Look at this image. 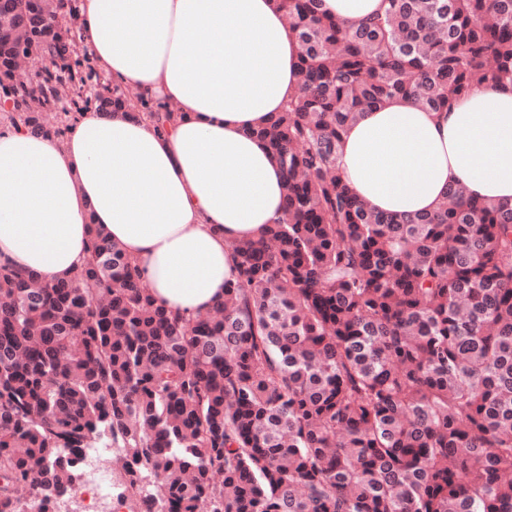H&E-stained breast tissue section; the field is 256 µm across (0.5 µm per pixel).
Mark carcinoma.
<instances>
[{"label": "carcinoma", "mask_w": 512, "mask_h": 512, "mask_svg": "<svg viewBox=\"0 0 512 512\" xmlns=\"http://www.w3.org/2000/svg\"><path fill=\"white\" fill-rule=\"evenodd\" d=\"M274 2L301 83L250 134L285 175L284 216L233 244L223 299L168 309L93 224L66 278L0 263V512H59L101 436L138 512H512V205L455 186L398 219L337 164L343 129L394 96L442 112L512 84V0H383L357 22ZM70 45L46 0H6L4 119L60 136L41 112L67 98L176 121L118 87L75 93Z\"/></svg>", "instance_id": "1"}]
</instances>
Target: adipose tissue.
Instances as JSON below:
<instances>
[{"label":"adipose tissue","mask_w":512,"mask_h":512,"mask_svg":"<svg viewBox=\"0 0 512 512\" xmlns=\"http://www.w3.org/2000/svg\"><path fill=\"white\" fill-rule=\"evenodd\" d=\"M79 23L98 73L179 117L160 131L91 105L61 145L0 130V260L69 276L95 223L168 308L204 310L238 276L233 243L283 215V173L248 130L298 87L299 43L273 0H81ZM338 163L359 199L396 217L436 210L454 185L512 204V84L443 112L393 98L346 126Z\"/></svg>","instance_id":"ef3b65f1"}]
</instances>
